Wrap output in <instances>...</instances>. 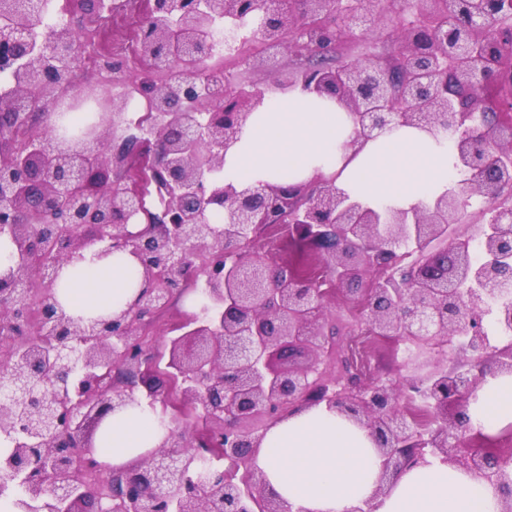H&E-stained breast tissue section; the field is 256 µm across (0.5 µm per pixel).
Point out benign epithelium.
<instances>
[{
    "instance_id": "obj_1",
    "label": "benign epithelium",
    "mask_w": 512,
    "mask_h": 512,
    "mask_svg": "<svg viewBox=\"0 0 512 512\" xmlns=\"http://www.w3.org/2000/svg\"><path fill=\"white\" fill-rule=\"evenodd\" d=\"M73 2L71 21L40 36L33 18L41 0H0V14L11 17L0 25V72L13 78L0 92V237L15 257L0 275V304L19 310L26 281L50 289L62 265L93 245L133 255L143 284L104 320L75 319L53 301L38 331L26 321L11 326L25 340L20 351L0 353L11 361L0 434L15 437L0 460V492L14 484L21 512H286L250 468L219 471L202 485L189 471L211 447L231 462L251 457L262 434L240 423L257 414L324 402L369 430L384 458L382 485L438 453L495 484L500 512H512V455L488 446L458 452L470 431V396L486 377L512 374V26L493 28L495 17H512V0H420L424 22L416 26L404 25L407 0H385V20L403 25V44L365 64L336 49L365 19L350 0L340 15L333 0H276L261 51L248 60L272 73L286 51L307 58L306 67L238 91L211 58L219 23L245 16L246 0H144L135 50L155 116L144 138L125 113L111 111V87L75 80L81 31L106 0ZM296 85L336 97L363 139L397 124L447 128L465 174L460 190L428 207L380 212L349 201L322 174L290 186L224 182V155L251 113L266 93ZM90 100L100 113L79 135L64 137L50 123ZM127 161L126 182L112 181V163ZM150 185L161 196L155 212L145 201ZM475 196L485 205L476 256L475 237L459 230ZM138 218L144 228L130 230ZM274 227L299 254L328 253L320 272L261 254L258 235ZM198 272L203 316L168 339L167 364L181 377L180 401L201 408L216 441L168 425L162 444L135 464H100L101 480L79 478L69 449L96 458L87 427L142 401L171 406L173 384L153 383L141 331ZM346 287L357 326L378 338L448 344L453 365L438 360L405 389L349 367L344 381L325 380L320 365L336 335L326 302ZM489 318L509 340L492 343ZM304 351L308 360L295 364ZM116 368L145 392L103 381L102 371ZM23 400L32 409L22 423Z\"/></svg>"
}]
</instances>
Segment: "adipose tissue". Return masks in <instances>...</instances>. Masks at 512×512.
<instances>
[{
	"instance_id": "adipose-tissue-1",
	"label": "adipose tissue",
	"mask_w": 512,
	"mask_h": 512,
	"mask_svg": "<svg viewBox=\"0 0 512 512\" xmlns=\"http://www.w3.org/2000/svg\"><path fill=\"white\" fill-rule=\"evenodd\" d=\"M289 184L322 173L337 188L373 209L409 210L457 188L456 151L439 135L411 126L383 131L357 144L355 127L335 98L294 89L267 96L224 157L225 181L247 186ZM70 288L62 304L79 318L108 315L135 299L141 268L124 252L99 256L89 247L64 265ZM472 426L492 433L512 423V376L488 378L469 404ZM100 434L111 448L101 461L121 468L156 448L164 431L148 406L108 417ZM383 460L368 431L325 405H309L273 422L251 458L267 488L292 512H498V488L428 456L404 466L379 493Z\"/></svg>"
}]
</instances>
